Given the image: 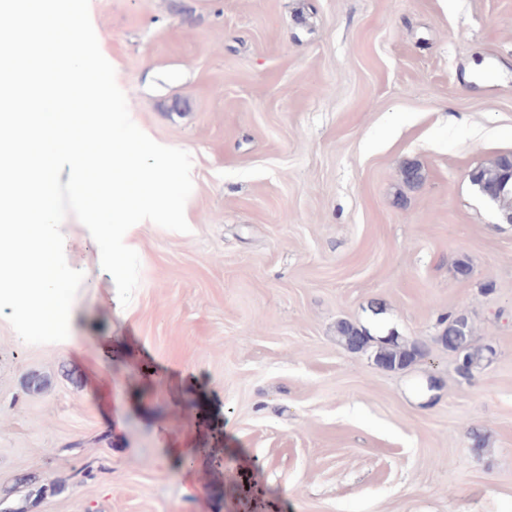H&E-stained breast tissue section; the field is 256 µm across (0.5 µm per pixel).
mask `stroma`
Segmentation results:
<instances>
[{
    "instance_id": "35a3bbf8",
    "label": "stroma",
    "mask_w": 512,
    "mask_h": 512,
    "mask_svg": "<svg viewBox=\"0 0 512 512\" xmlns=\"http://www.w3.org/2000/svg\"><path fill=\"white\" fill-rule=\"evenodd\" d=\"M89 10L132 120L192 156L190 230L127 231L124 307L66 217L68 338L0 316V491L34 472L35 512H512V224L469 180L512 153V0ZM451 312L497 349L468 381ZM342 319L428 354L383 370ZM336 335L341 346L350 352L365 350L371 342V336L363 328L347 320H340L336 324Z\"/></svg>"
}]
</instances>
